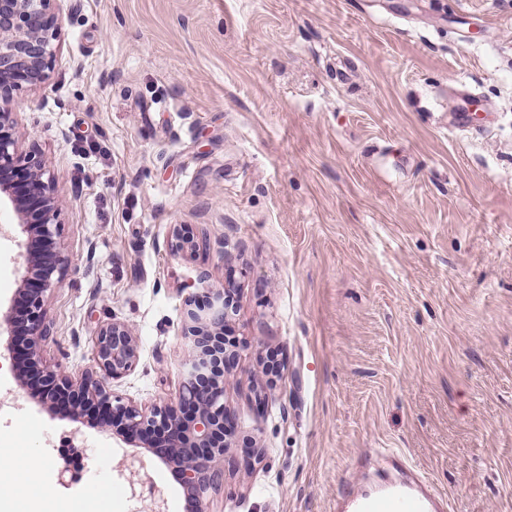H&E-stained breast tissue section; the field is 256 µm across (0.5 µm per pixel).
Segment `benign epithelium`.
<instances>
[{
	"instance_id": "obj_1",
	"label": "benign epithelium",
	"mask_w": 512,
	"mask_h": 512,
	"mask_svg": "<svg viewBox=\"0 0 512 512\" xmlns=\"http://www.w3.org/2000/svg\"><path fill=\"white\" fill-rule=\"evenodd\" d=\"M57 0H0V195L10 199L21 232L26 235V271L19 301L0 310V335L13 354L20 386L35 379L41 401L77 419L88 411L123 426L130 442L146 448L169 466L194 504L205 512L203 494L224 486V461L243 446L255 454L256 445L240 444L224 404L239 359L238 345L224 344V334L238 310L235 272L224 285L205 289L206 300L185 299L184 337L190 354L173 401L149 407L115 395L106 380L132 371L140 358L133 329L119 320L102 325L94 342L92 371L72 373L47 363L42 347L53 336L45 307L46 293L62 283L68 258L57 241L64 207L47 161L35 149L24 148L10 105L25 93L42 87L55 66V41L61 26ZM204 241L184 224H175L169 246L177 253H195ZM262 373L278 376L283 358L276 350L260 357Z\"/></svg>"
}]
</instances>
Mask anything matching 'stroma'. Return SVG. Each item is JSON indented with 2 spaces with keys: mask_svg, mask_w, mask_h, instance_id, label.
<instances>
[{
  "mask_svg": "<svg viewBox=\"0 0 512 512\" xmlns=\"http://www.w3.org/2000/svg\"><path fill=\"white\" fill-rule=\"evenodd\" d=\"M60 53L15 109L64 201L75 268L47 295L44 357L93 369L118 319L140 347L111 381L176 396L184 300L234 268L224 400L241 458L206 512H332L375 448L447 512H512V0H58ZM491 123L448 125L459 93ZM207 235L196 256L170 228ZM0 204V306L25 274ZM278 350L267 385L258 357ZM266 392L264 405L255 390ZM46 495L0 512H184L175 473L94 413L51 410L0 356V447Z\"/></svg>",
  "mask_w": 512,
  "mask_h": 512,
  "instance_id": "obj_1",
  "label": "stroma"
}]
</instances>
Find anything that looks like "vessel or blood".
Listing matches in <instances>:
<instances>
[{"label":"vessel or blood","mask_w":512,"mask_h":512,"mask_svg":"<svg viewBox=\"0 0 512 512\" xmlns=\"http://www.w3.org/2000/svg\"><path fill=\"white\" fill-rule=\"evenodd\" d=\"M336 512H445V504L419 476L400 482H381L349 491Z\"/></svg>","instance_id":"1"}]
</instances>
